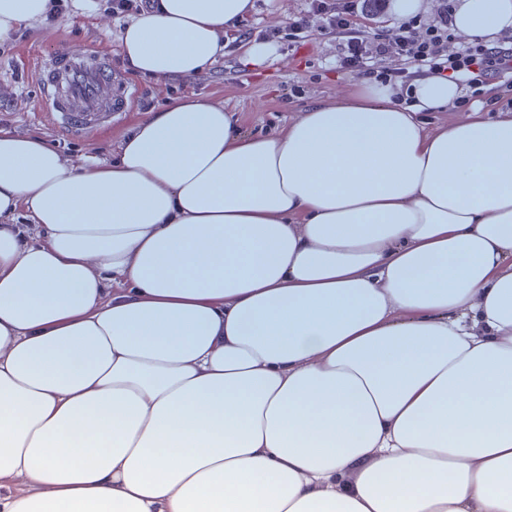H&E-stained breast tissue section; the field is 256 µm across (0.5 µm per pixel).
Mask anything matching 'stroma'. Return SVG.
Returning a JSON list of instances; mask_svg holds the SVG:
<instances>
[{"instance_id":"35a3bbf8","label":"stroma","mask_w":512,"mask_h":512,"mask_svg":"<svg viewBox=\"0 0 512 512\" xmlns=\"http://www.w3.org/2000/svg\"><path fill=\"white\" fill-rule=\"evenodd\" d=\"M305 7L304 0H253L239 27L251 31V40L269 45L261 65L248 64V42L230 40L207 71L169 81L130 73L121 52L126 21L113 15L112 0H72L65 11L21 22L0 36V126L46 138L64 158L82 166L111 161L122 134L176 99L222 103L244 132L274 134L306 106L340 97L356 85L336 66L339 38H286L290 21ZM91 47L110 52L119 76L112 96L127 98L128 106L110 132L73 136L52 127L39 109L37 61L52 51Z\"/></svg>"}]
</instances>
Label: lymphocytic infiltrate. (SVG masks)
Here are the masks:
<instances>
[{
    "label": "lymphocytic infiltrate",
    "mask_w": 512,
    "mask_h": 512,
    "mask_svg": "<svg viewBox=\"0 0 512 512\" xmlns=\"http://www.w3.org/2000/svg\"><path fill=\"white\" fill-rule=\"evenodd\" d=\"M359 3L360 0H307V10L295 16L289 28L300 38L308 37L315 25L330 34L347 33L337 65L357 78L377 73L384 80L405 84L413 70L426 67L451 71L455 80L476 91L489 82L512 87V45L477 41L442 54L440 47L451 35L453 0H445L436 23L427 29H420L418 22L411 20L399 26L392 38L376 26L370 33L355 34ZM380 61L390 62V69L376 71Z\"/></svg>",
    "instance_id": "1"
}]
</instances>
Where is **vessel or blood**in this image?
<instances>
[{"mask_svg": "<svg viewBox=\"0 0 512 512\" xmlns=\"http://www.w3.org/2000/svg\"><path fill=\"white\" fill-rule=\"evenodd\" d=\"M52 91L43 109L55 126L71 134H97L111 127L126 99H111L116 80L107 54L75 50L50 56L37 71Z\"/></svg>", "mask_w": 512, "mask_h": 512, "instance_id": "vessel-or-blood-1", "label": "vessel or blood"}]
</instances>
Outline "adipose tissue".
Segmentation results:
<instances>
[{
  "mask_svg": "<svg viewBox=\"0 0 512 512\" xmlns=\"http://www.w3.org/2000/svg\"><path fill=\"white\" fill-rule=\"evenodd\" d=\"M251 7L150 0L123 56L194 78ZM459 94L175 100L91 167L0 128V512H512V117L427 131Z\"/></svg>",
  "mask_w": 512,
  "mask_h": 512,
  "instance_id": "adipose-tissue-1",
  "label": "adipose tissue"
}]
</instances>
